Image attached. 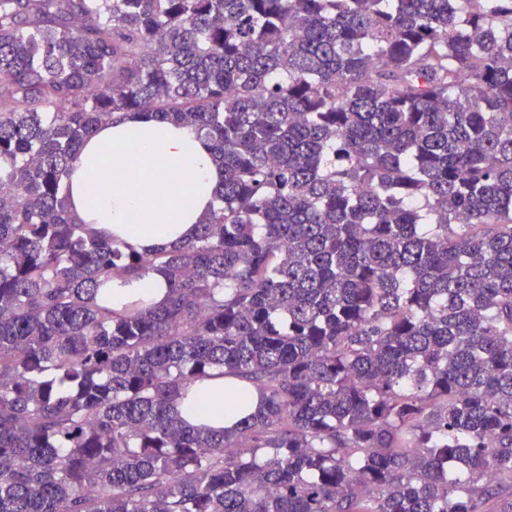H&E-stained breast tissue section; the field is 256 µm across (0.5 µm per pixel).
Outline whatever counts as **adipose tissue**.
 <instances>
[{"label": "adipose tissue", "mask_w": 512, "mask_h": 512, "mask_svg": "<svg viewBox=\"0 0 512 512\" xmlns=\"http://www.w3.org/2000/svg\"><path fill=\"white\" fill-rule=\"evenodd\" d=\"M122 150L125 179L94 184L106 164L107 148ZM222 172L206 141L190 129L141 115L99 127L85 144L71 176V212L96 235L144 252L195 236L218 204ZM113 306L134 301L140 307L165 303L167 283L158 273L131 283L110 281ZM256 411V391L238 395L223 379L196 382L178 401L182 418L219 430L234 426L240 405Z\"/></svg>", "instance_id": "1"}]
</instances>
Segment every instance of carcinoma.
Returning a JSON list of instances; mask_svg holds the SVG:
<instances>
[{"instance_id":"obj_1","label":"carcinoma","mask_w":512,"mask_h":512,"mask_svg":"<svg viewBox=\"0 0 512 512\" xmlns=\"http://www.w3.org/2000/svg\"><path fill=\"white\" fill-rule=\"evenodd\" d=\"M0 80V512H512V0H0ZM131 112L224 168L170 250L70 213ZM108 289L112 293V308L127 301H136L142 308L158 307L165 303L167 298V283L159 273H151L131 283L113 279L109 282ZM229 379L224 377L198 381L178 400V410L182 418L194 425H206L219 430L233 427L239 416L236 411L247 405L246 414L254 413L259 407V394L251 390L244 396L242 403H237L236 390H226Z\"/></svg>"}]
</instances>
